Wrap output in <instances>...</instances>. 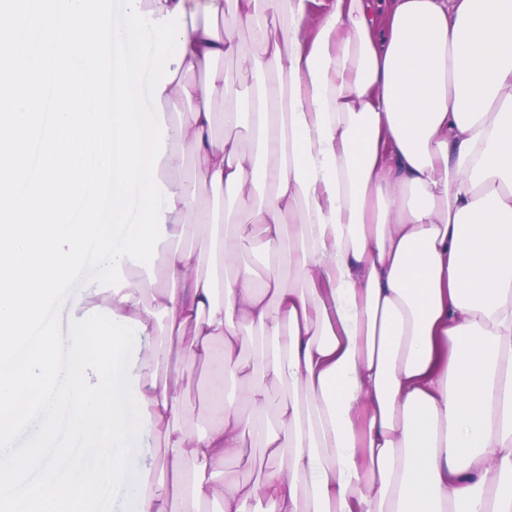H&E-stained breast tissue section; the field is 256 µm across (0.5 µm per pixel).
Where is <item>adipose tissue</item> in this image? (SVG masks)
<instances>
[{
    "label": "adipose tissue",
    "instance_id": "ef3b65f1",
    "mask_svg": "<svg viewBox=\"0 0 512 512\" xmlns=\"http://www.w3.org/2000/svg\"><path fill=\"white\" fill-rule=\"evenodd\" d=\"M314 2L140 0L185 25L160 95L163 282L126 258L127 287L85 290L75 311L149 337L131 374L155 447L126 500L512 512V0H334L317 19ZM234 222L263 274L240 261ZM200 371L214 416L197 432L185 391ZM254 440L266 471L227 476L228 460L251 467Z\"/></svg>",
    "mask_w": 512,
    "mask_h": 512
}]
</instances>
